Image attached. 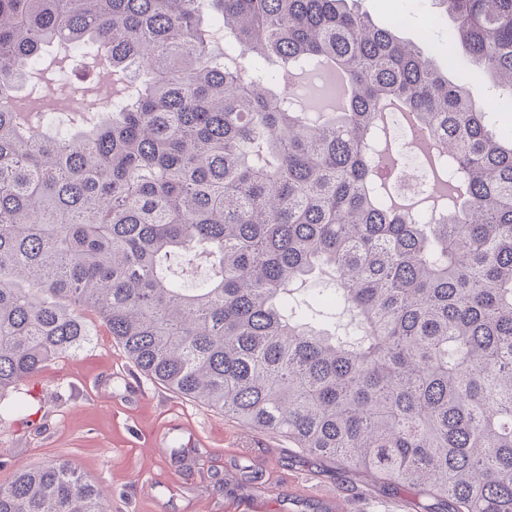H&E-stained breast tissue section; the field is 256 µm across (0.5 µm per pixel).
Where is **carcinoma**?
<instances>
[{
    "label": "carcinoma",
    "instance_id": "carcinoma-1",
    "mask_svg": "<svg viewBox=\"0 0 512 512\" xmlns=\"http://www.w3.org/2000/svg\"><path fill=\"white\" fill-rule=\"evenodd\" d=\"M512 99V0H432ZM135 80L60 140L14 105L48 47ZM346 82L313 115L281 87ZM448 147L464 197H389V100ZM423 48L348 0H0V395L90 341L92 314L167 390L310 455L415 487L441 512H512V132ZM190 288L171 267L198 253ZM329 268L335 293L296 304ZM342 305V332L313 308ZM75 464L19 466L0 512H112Z\"/></svg>",
    "mask_w": 512,
    "mask_h": 512
}]
</instances>
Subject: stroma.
<instances>
[{
	"mask_svg": "<svg viewBox=\"0 0 512 512\" xmlns=\"http://www.w3.org/2000/svg\"><path fill=\"white\" fill-rule=\"evenodd\" d=\"M405 40L447 44L452 23L431 0H358ZM168 432L167 448L154 438ZM65 456L112 492V512H435L408 487L372 486L359 471L300 452L284 438L172 393L136 370L98 329L0 396V484L18 465ZM262 479L250 484L242 466ZM154 478L147 486L145 478Z\"/></svg>",
	"mask_w": 512,
	"mask_h": 512,
	"instance_id": "obj_1",
	"label": "stroma"
}]
</instances>
